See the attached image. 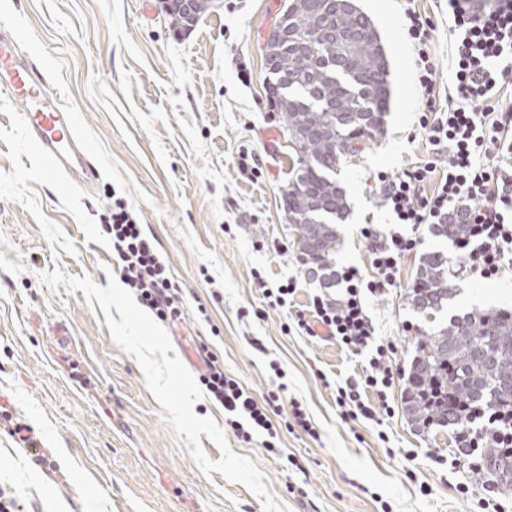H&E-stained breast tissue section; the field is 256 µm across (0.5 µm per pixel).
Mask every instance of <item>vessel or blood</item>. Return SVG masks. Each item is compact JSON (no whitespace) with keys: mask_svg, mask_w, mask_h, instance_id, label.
Segmentation results:
<instances>
[{"mask_svg":"<svg viewBox=\"0 0 512 512\" xmlns=\"http://www.w3.org/2000/svg\"><path fill=\"white\" fill-rule=\"evenodd\" d=\"M0 90L22 104L20 118L28 139L48 162L46 177L96 178L97 166L79 137L72 114L61 108L41 73L16 52L13 38L2 32Z\"/></svg>","mask_w":512,"mask_h":512,"instance_id":"vessel-or-blood-1","label":"vessel or blood"}]
</instances>
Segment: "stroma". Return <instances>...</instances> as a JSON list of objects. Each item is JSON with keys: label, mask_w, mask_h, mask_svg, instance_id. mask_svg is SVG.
<instances>
[{"label": "stroma", "mask_w": 512, "mask_h": 512, "mask_svg": "<svg viewBox=\"0 0 512 512\" xmlns=\"http://www.w3.org/2000/svg\"><path fill=\"white\" fill-rule=\"evenodd\" d=\"M284 3L221 0L184 29L163 0H0V30L12 31L19 51L44 67L99 168L88 187L47 179L21 105L0 91V419L27 424L42 443L38 455L21 451L0 422V486L22 512H263L243 485L195 465L137 361L112 340L101 307L43 279L57 268L102 287L120 278L102 229L116 196L155 239L183 290L185 319L169 336L188 370L201 368V339L256 399L283 383L284 400L305 408L315 436L282 429L274 418L282 454L273 457L265 432L243 442L220 404L205 396L194 406L264 473L277 505L289 512H481L484 477L434 464L435 453L458 457L457 446L451 432L412 425L402 385H395L394 413L383 423L345 420L336 385L360 372L362 357L334 339L282 330L295 314L310 313L313 296L326 290L300 257L282 199L296 153L268 99L262 47ZM357 4L380 33L392 100L382 135L337 171L347 212L336 226L335 261L369 277L362 225L398 229L382 203L378 173L397 176L433 150L417 127L421 101L402 0ZM417 5L435 25L430 45L444 101L451 84L448 4ZM254 156L260 174L244 173L242 162ZM420 235L396 286L368 302L403 371L419 330L475 310L512 311V278L459 276L445 312L433 319L418 313L410 294L421 255L458 254L432 225ZM289 280L296 290L287 306H270L267 289ZM259 308L264 317H255ZM460 482L469 494L456 491Z\"/></svg>", "instance_id": "1"}]
</instances>
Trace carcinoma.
<instances>
[{
  "label": "carcinoma",
  "mask_w": 512,
  "mask_h": 512,
  "mask_svg": "<svg viewBox=\"0 0 512 512\" xmlns=\"http://www.w3.org/2000/svg\"><path fill=\"white\" fill-rule=\"evenodd\" d=\"M303 0H288V22L300 30L313 26L302 11ZM374 24L363 11L336 16L340 42L290 48L283 64L290 87L273 76L268 93L298 144L296 167L288 189V206L300 255L335 279L336 224L345 217V191L336 181L343 157L384 131L390 111L389 64L383 47L350 39L349 31ZM436 235L457 241L469 233L459 217L435 225ZM453 258L442 251L421 258L411 302L421 314H436L448 305L452 287L448 267ZM403 406L418 430H452L468 424L466 411L512 409V311L472 312L457 316L438 330L419 333L415 355L405 375ZM487 469L504 488L512 487V452L488 439L483 448Z\"/></svg>",
  "instance_id": "cac0c4a2"
}]
</instances>
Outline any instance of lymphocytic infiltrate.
<instances>
[{"instance_id": "1", "label": "lymphocytic infiltrate", "mask_w": 512, "mask_h": 512, "mask_svg": "<svg viewBox=\"0 0 512 512\" xmlns=\"http://www.w3.org/2000/svg\"><path fill=\"white\" fill-rule=\"evenodd\" d=\"M448 8L453 18L448 59L452 80L443 107L437 102V63L429 46L434 25L422 16L416 0H404L403 5L422 101L418 125L431 145L447 148L448 169L429 192L424 183L435 162L425 161L395 177L379 174L383 204L407 225V232L362 227L373 276H363L355 266L342 267L336 273L338 296H314L312 316L299 314L291 322L295 332L308 337L324 328L341 346L363 356L361 374L336 386V403L347 420L375 422L380 414L393 412L390 392L400 372L390 358L392 345L378 336L366 302L396 283L401 261L417 247L421 225L444 224L452 215L463 216L469 224L468 236L456 243L461 261L453 275L492 279L512 274V104L498 103L512 87V0H448ZM105 230L123 282L138 302L159 321H180L182 290L123 199L113 200ZM204 363L200 381L223 405L234 434L247 442L259 428L277 438L270 416L283 405L280 394L257 401L225 374L223 361L208 354ZM471 418L482 426L465 432L467 447H483L490 433L499 447L512 448V411L479 410Z\"/></svg>"}]
</instances>
